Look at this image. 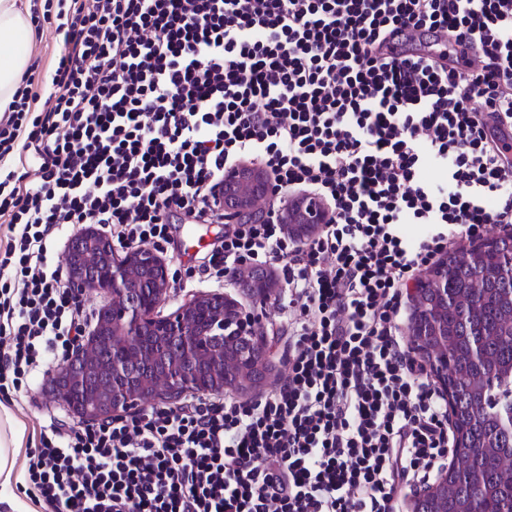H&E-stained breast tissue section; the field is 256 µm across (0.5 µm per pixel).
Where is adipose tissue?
I'll list each match as a JSON object with an SVG mask.
<instances>
[{
    "mask_svg": "<svg viewBox=\"0 0 512 512\" xmlns=\"http://www.w3.org/2000/svg\"><path fill=\"white\" fill-rule=\"evenodd\" d=\"M29 8L21 0H0V113L5 112L31 57Z\"/></svg>",
    "mask_w": 512,
    "mask_h": 512,
    "instance_id": "obj_1",
    "label": "adipose tissue"
}]
</instances>
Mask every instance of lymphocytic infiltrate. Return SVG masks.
<instances>
[{
    "label": "lymphocytic infiltrate",
    "mask_w": 512,
    "mask_h": 512,
    "mask_svg": "<svg viewBox=\"0 0 512 512\" xmlns=\"http://www.w3.org/2000/svg\"><path fill=\"white\" fill-rule=\"evenodd\" d=\"M60 52L51 105L25 75L0 115V393L67 361L91 315L51 246L96 224L160 246L171 216L220 224L186 271L242 260L288 285V373L248 406L194 397L86 427L44 426L27 492L49 512H398L443 466L447 403L400 330L404 294L453 238L512 224V0H36ZM424 31L474 51L398 57ZM266 170V214L224 220L228 167ZM318 196L288 240L273 214ZM427 226L411 240L407 225ZM328 216V210L319 198L309 193H296L289 197L279 219L287 234L302 243L316 234Z\"/></svg>",
    "instance_id": "1"
}]
</instances>
